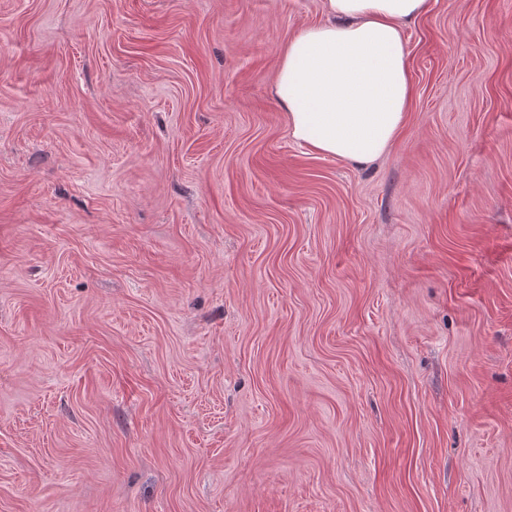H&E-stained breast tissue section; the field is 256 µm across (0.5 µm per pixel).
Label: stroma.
<instances>
[{"label":"stroma","instance_id":"obj_1","mask_svg":"<svg viewBox=\"0 0 512 512\" xmlns=\"http://www.w3.org/2000/svg\"><path fill=\"white\" fill-rule=\"evenodd\" d=\"M325 19L0 0V512H512V0L367 167L273 96Z\"/></svg>","mask_w":512,"mask_h":512}]
</instances>
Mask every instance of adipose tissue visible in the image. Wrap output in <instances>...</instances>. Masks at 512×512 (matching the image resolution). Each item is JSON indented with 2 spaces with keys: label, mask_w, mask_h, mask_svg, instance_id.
<instances>
[{
  "label": "adipose tissue",
  "mask_w": 512,
  "mask_h": 512,
  "mask_svg": "<svg viewBox=\"0 0 512 512\" xmlns=\"http://www.w3.org/2000/svg\"><path fill=\"white\" fill-rule=\"evenodd\" d=\"M428 0H325L328 21L284 47L273 93L290 136L317 154L367 165L405 127L413 98L403 26Z\"/></svg>",
  "instance_id": "1"
}]
</instances>
